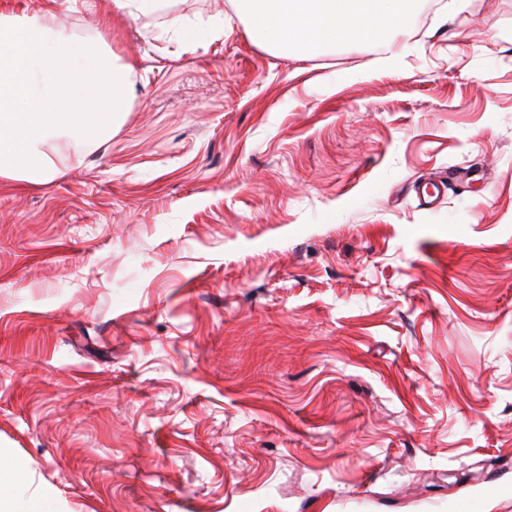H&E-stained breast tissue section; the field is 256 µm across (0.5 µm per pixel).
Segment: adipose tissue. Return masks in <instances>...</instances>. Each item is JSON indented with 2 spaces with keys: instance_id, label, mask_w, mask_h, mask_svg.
<instances>
[{
  "instance_id": "obj_1",
  "label": "adipose tissue",
  "mask_w": 512,
  "mask_h": 512,
  "mask_svg": "<svg viewBox=\"0 0 512 512\" xmlns=\"http://www.w3.org/2000/svg\"><path fill=\"white\" fill-rule=\"evenodd\" d=\"M409 0H236L258 45L310 49L355 41L388 49L408 24ZM131 63L109 44L78 45L48 10L0 12V179L41 184L112 135L131 96ZM0 451V512H46L42 494L16 509L28 480Z\"/></svg>"
}]
</instances>
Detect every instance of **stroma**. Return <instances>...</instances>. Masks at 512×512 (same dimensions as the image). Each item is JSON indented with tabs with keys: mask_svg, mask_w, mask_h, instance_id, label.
Instances as JSON below:
<instances>
[{
	"mask_svg": "<svg viewBox=\"0 0 512 512\" xmlns=\"http://www.w3.org/2000/svg\"><path fill=\"white\" fill-rule=\"evenodd\" d=\"M44 8L135 73L110 140L0 179V448L26 492L512 512V0H416L393 70L370 42L258 46L232 0H0ZM163 0H113V7L124 11L135 18L139 15L151 14L161 8Z\"/></svg>",
	"mask_w": 512,
	"mask_h": 512,
	"instance_id": "1",
	"label": "stroma"
}]
</instances>
